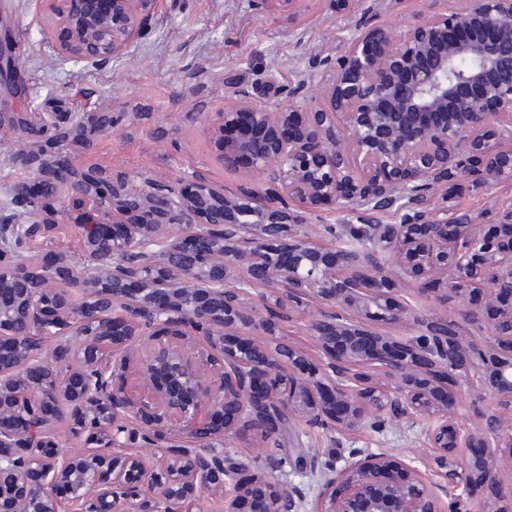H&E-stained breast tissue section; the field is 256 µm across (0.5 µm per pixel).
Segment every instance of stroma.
<instances>
[{"mask_svg":"<svg viewBox=\"0 0 512 512\" xmlns=\"http://www.w3.org/2000/svg\"><path fill=\"white\" fill-rule=\"evenodd\" d=\"M366 0L342 9L331 0H159L127 52L99 64L61 60L41 34L33 0H0V42L16 48L11 85L0 90V217L22 220L18 184L35 182L37 171L15 157L23 137L18 116L39 127L45 112H109L115 123L88 142L55 148L60 160L85 171L125 173L130 186L150 175L188 190L194 181L236 189L259 186L247 158H219L202 113L212 111L235 88H254L274 103V88L296 84L316 55L338 56L343 28L363 20ZM462 0H378L379 23L401 32L428 15L455 12ZM56 252L78 260L81 242L73 225H59L51 246L33 241L20 260ZM428 423L404 419L382 428L345 430L296 427L299 442L319 459L338 465L353 457L390 454L403 468H423Z\"/></svg>","mask_w":512,"mask_h":512,"instance_id":"obj_1","label":"stroma"}]
</instances>
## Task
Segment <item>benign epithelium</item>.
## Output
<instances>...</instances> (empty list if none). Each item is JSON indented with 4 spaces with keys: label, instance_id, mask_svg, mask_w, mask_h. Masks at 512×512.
Instances as JSON below:
<instances>
[{
    "label": "benign epithelium",
    "instance_id": "obj_1",
    "mask_svg": "<svg viewBox=\"0 0 512 512\" xmlns=\"http://www.w3.org/2000/svg\"><path fill=\"white\" fill-rule=\"evenodd\" d=\"M158 2L36 0V18L62 60L101 63ZM466 2L398 34L348 27L340 56L315 59L276 104L244 88L225 96L209 132L223 161L246 156L263 174L259 191L200 179L183 193L153 177L131 190L122 176L65 172L47 148L112 126V113L71 114L66 127L43 113L53 135L20 152L38 164V185L17 193L29 223L0 220V512H188L201 498L223 512L254 500L257 512H301L305 494L280 481L274 451L321 470L330 494L318 512H472L476 500L512 512L499 464L506 431L512 455V204L475 214L457 192L461 177L490 196L512 185V0ZM47 185L70 206L46 202ZM324 209L358 215L329 230L359 246L310 241L305 215ZM59 213L82 239L81 265L18 261L13 245L50 238ZM387 214L399 223L373 221ZM410 274L426 300L467 303L481 335L400 305ZM259 285L268 292L255 297ZM306 300L322 305L309 324L316 363L257 317L272 301L287 322ZM161 330L173 341L139 358L142 390L116 387L134 344ZM474 386L496 408L465 429L458 408ZM65 406L96 451L55 440L48 425ZM145 408L155 423L132 426ZM399 418L431 421L425 471L408 477L385 452L321 462L293 433ZM243 431L265 444L263 464L230 453ZM136 444L152 452H111Z\"/></svg>",
    "mask_w": 512,
    "mask_h": 512
}]
</instances>
